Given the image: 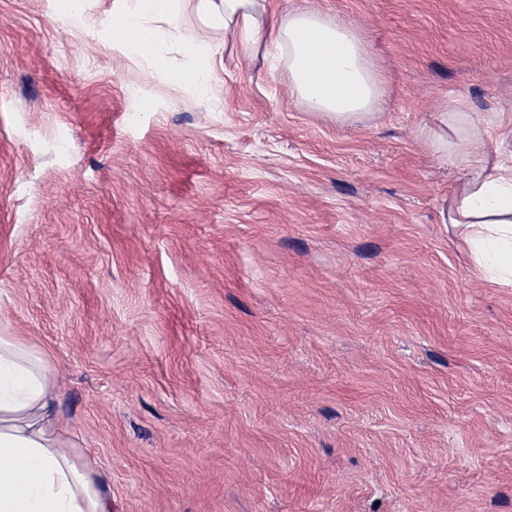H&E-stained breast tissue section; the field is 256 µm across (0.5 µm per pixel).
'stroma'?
Returning <instances> with one entry per match:
<instances>
[{"instance_id": "1", "label": "stroma", "mask_w": 512, "mask_h": 512, "mask_svg": "<svg viewBox=\"0 0 512 512\" xmlns=\"http://www.w3.org/2000/svg\"><path fill=\"white\" fill-rule=\"evenodd\" d=\"M131 0H0V320L49 352L55 411L112 512H512V287L449 233L447 103L512 115V0H273L360 30L389 94L312 116L277 60L224 98L152 77Z\"/></svg>"}]
</instances>
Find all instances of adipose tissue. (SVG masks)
I'll return each mask as SVG.
<instances>
[{"mask_svg":"<svg viewBox=\"0 0 512 512\" xmlns=\"http://www.w3.org/2000/svg\"><path fill=\"white\" fill-rule=\"evenodd\" d=\"M224 31V46L190 45L192 65L172 76L203 98L224 94L219 50L284 60L286 90L309 112L354 124L380 107L386 87L358 31L313 8L271 14L268 0H137L113 14L117 43L155 56L154 21L187 13ZM431 151L463 173L448 222L468 249L476 276L512 287V157L491 153L479 113L457 103L440 124L420 129ZM59 382L51 355L0 324V512H112L100 468L64 438L54 411Z\"/></svg>","mask_w":512,"mask_h":512,"instance_id":"1","label":"adipose tissue"}]
</instances>
